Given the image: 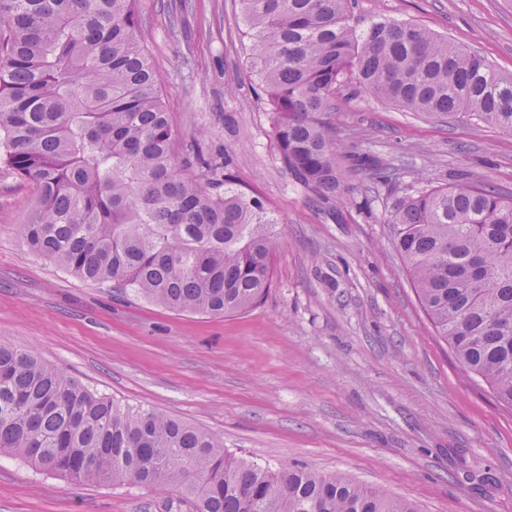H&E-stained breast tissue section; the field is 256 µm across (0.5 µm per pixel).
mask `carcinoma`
<instances>
[{"mask_svg": "<svg viewBox=\"0 0 512 512\" xmlns=\"http://www.w3.org/2000/svg\"><path fill=\"white\" fill-rule=\"evenodd\" d=\"M355 0H239L251 68L291 181L354 197L393 168L336 143L351 78L412 112L512 132V73L409 22L352 23ZM139 0H0V164L32 183L27 250L172 311L245 312L271 287L276 220L183 142L139 37ZM387 223L417 298L468 375L512 407V196L464 183L394 200ZM0 459L72 483L134 484L187 512H418L347 473L235 458L212 434L121 407L0 340Z\"/></svg>", "mask_w": 512, "mask_h": 512, "instance_id": "1", "label": "carcinoma"}]
</instances>
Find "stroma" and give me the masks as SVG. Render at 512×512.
I'll return each instance as SVG.
<instances>
[{
    "label": "stroma",
    "instance_id": "obj_1",
    "mask_svg": "<svg viewBox=\"0 0 512 512\" xmlns=\"http://www.w3.org/2000/svg\"><path fill=\"white\" fill-rule=\"evenodd\" d=\"M140 37L184 139L230 155L235 181L276 218L264 300L233 316L178 314L81 280L23 246L34 191L0 170V339L120 406L197 426L235 457L345 472L419 512H512V408L466 376L421 308L392 229L393 201L435 185L512 195V133L411 112L357 82L336 140L397 167L357 177L362 210L294 186L256 96L238 0H140ZM412 22L512 73V0H357L358 26ZM0 512H186L137 485L70 483L0 460Z\"/></svg>",
    "mask_w": 512,
    "mask_h": 512
}]
</instances>
